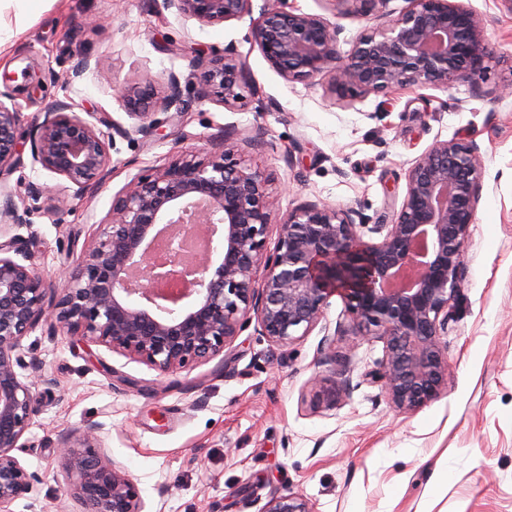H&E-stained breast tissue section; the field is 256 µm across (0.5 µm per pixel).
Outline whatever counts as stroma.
Segmentation results:
<instances>
[{
	"instance_id": "1",
	"label": "stroma",
	"mask_w": 512,
	"mask_h": 512,
	"mask_svg": "<svg viewBox=\"0 0 512 512\" xmlns=\"http://www.w3.org/2000/svg\"><path fill=\"white\" fill-rule=\"evenodd\" d=\"M288 2L340 26L344 55L360 32L408 5L388 0L364 18L337 0ZM469 4L488 19L491 54L479 75L451 89L339 101L327 79L286 81L246 40V19L203 26L155 13L154 0H39L20 22L11 0H0V29L10 33L0 76H12L0 79V91L18 107L24 137L65 98L133 126L112 85L146 74L161 88L178 73L188 104L151 142L117 139L104 180L83 196L28 200L30 223L18 233L50 277L65 261L59 243L67 232L90 240L130 180L181 148L209 147L226 130L228 147L269 177L279 212L322 199L356 209L369 224L391 222L409 168L435 140L474 142L483 157L466 278L443 339L453 378L438 398L409 413L394 409L368 376L383 356L376 339L337 337L335 365L321 363L326 329L350 323L337 295L307 336L280 346L251 322L222 357L173 376L39 328L22 341L45 381L33 389L38 414L18 458L40 480L12 512H81L66 492L56 444L92 423L104 424L146 512H261L271 496L289 492L316 512H512V95L503 93L512 86V12L502 0ZM230 44L248 83L227 106L214 94L201 98L194 61ZM84 55L100 59L103 73L74 76ZM338 374L349 392L334 407L315 405L312 378ZM49 379L55 387H46Z\"/></svg>"
}]
</instances>
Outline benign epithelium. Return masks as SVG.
<instances>
[{
	"label": "benign epithelium",
	"instance_id": "benign-epithelium-1",
	"mask_svg": "<svg viewBox=\"0 0 512 512\" xmlns=\"http://www.w3.org/2000/svg\"><path fill=\"white\" fill-rule=\"evenodd\" d=\"M410 6L380 31L359 36L344 57L341 28L287 7L284 0H163L186 20L214 25L258 12L245 38L289 82L329 78L342 100L358 90L388 95L402 87L452 88L484 68L490 54L487 18L465 0H408ZM201 94L238 102L247 66L234 46L220 57L196 58ZM115 96L137 123L130 129L106 117L120 137L148 140L161 127L155 114L185 111L180 76L169 72L158 95L145 77L116 83ZM0 93V512L28 497L38 475L13 451L37 409L32 388L38 360L21 352L40 326L51 336L146 364L163 375L189 370L224 353L243 328L257 321L262 335L289 344L321 322L340 294L351 316L339 330L357 340L377 338L383 356L371 378L383 383L391 405L412 412L436 399L451 377L442 338L454 318L465 274L469 226L482 183V156L472 142L436 140L408 171L406 194L389 224L359 222L353 208L318 200L280 216L278 240L267 249L276 196L260 170L235 157L221 138L213 147L184 149L162 168L148 170L112 200L109 222L65 267L63 282L44 276L27 241L11 234L30 223L20 193L7 184L20 162V112ZM70 98L52 106L31 140V163L67 182L62 191L84 195L106 175L104 134L81 117ZM193 261L167 255L168 274L184 288L161 299L154 265L163 239L200 235ZM380 236L364 240L365 233ZM315 402L327 407L349 383L315 378ZM103 425L91 424L58 441L57 455L73 477L71 492L83 512H144L139 487L107 452ZM263 512H315L301 495L273 496Z\"/></svg>",
	"mask_w": 512,
	"mask_h": 512
}]
</instances>
